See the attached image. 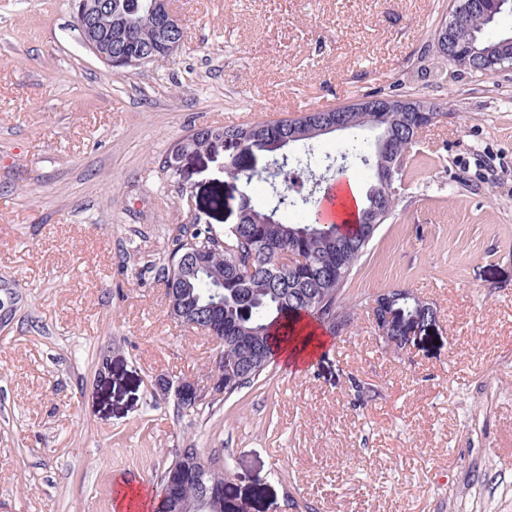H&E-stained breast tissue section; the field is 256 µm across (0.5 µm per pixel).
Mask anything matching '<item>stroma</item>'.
Segmentation results:
<instances>
[{
    "label": "stroma",
    "instance_id": "obj_1",
    "mask_svg": "<svg viewBox=\"0 0 512 512\" xmlns=\"http://www.w3.org/2000/svg\"><path fill=\"white\" fill-rule=\"evenodd\" d=\"M171 69L112 71L71 0H0V512H116L193 442L231 512H512V64L481 75L428 47L448 0H177ZM448 104L410 148L394 215L344 287L353 318L292 374L194 414L159 378L207 384L217 343L168 314L155 268L181 225L235 223L216 149L162 170L194 130L297 117L376 92ZM343 135L304 193L351 172ZM438 320L401 351L371 305ZM390 295L393 296L394 302L392 305V310L395 314L394 317V323L392 324L391 328H388L386 331L387 336H394L392 339H388L385 335V329H380L379 332L382 335V338L385 342L388 344H392L394 346L399 345H406L408 344L410 337L414 335L415 332L418 331L417 327L411 326V328H407L406 326L400 327V332L402 334H405V336H396V331L398 325H396V321L404 322L409 320L411 317L415 315V312L417 311V303L415 300V295L411 293L408 290H403L399 292H391ZM393 298H391L388 293L378 296L372 305V313L374 320L376 322V325L378 327L379 322H381V317L378 319L376 318V315L378 313L383 312L384 317L386 321H391L392 314L389 313L390 304L393 301ZM382 328L383 326L379 324V328Z\"/></svg>",
    "mask_w": 512,
    "mask_h": 512
}]
</instances>
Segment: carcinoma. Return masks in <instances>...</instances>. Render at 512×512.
Returning <instances> with one entry per match:
<instances>
[{
    "mask_svg": "<svg viewBox=\"0 0 512 512\" xmlns=\"http://www.w3.org/2000/svg\"><path fill=\"white\" fill-rule=\"evenodd\" d=\"M490 5L488 12L477 13L455 32L456 43L496 42L504 38L500 20L512 15V0H483ZM97 29L112 36V55L122 53L121 34H129L141 47L153 51L151 62L174 66L177 59L164 45L160 19L152 0H112V9L97 17ZM373 112L348 113L349 126L341 157L361 159L372 149L363 133L373 123ZM324 113L309 112L298 118H283L271 125L266 121L249 124L207 127L181 138L179 144L186 153H201L220 138L230 150L227 175L249 187L255 182L269 183L270 199L255 204L250 196L240 204L238 222L224 225L217 232L210 224L193 221L179 228L174 248L167 255L161 273L165 288H178L183 297L194 301L197 310L193 321L214 324L224 337L218 360L222 373L223 397H229L265 375L282 343L293 337L295 327L306 315L331 331L336 313L351 316L342 294L345 283L364 256L368 244L358 239L356 227L347 230L333 223H323L316 209L302 197L288 194L298 169H308L310 163L287 155L281 158L273 181H268L255 167L246 162L254 151L279 154L281 149L296 143H311L322 137L318 133ZM423 124L400 126L393 141V153L403 158L409 151ZM406 175L405 166L390 183L370 175L365 194L357 205L355 223L363 224L372 198H382L387 205L385 218L395 211L398 189ZM303 206L294 223L282 219L281 211ZM294 249L303 253L308 263L293 270L279 271L272 258L277 250ZM203 263L207 271L193 270ZM394 320L404 322L415 315V295L408 290L392 293ZM183 456L173 460L164 470L161 481L178 473L182 467H193L200 457L198 449H182ZM224 473L215 467L203 486L190 485L186 497L194 499L211 488L223 489Z\"/></svg>",
    "mask_w": 512,
    "mask_h": 512,
    "instance_id": "carcinoma-1",
    "label": "carcinoma"
}]
</instances>
